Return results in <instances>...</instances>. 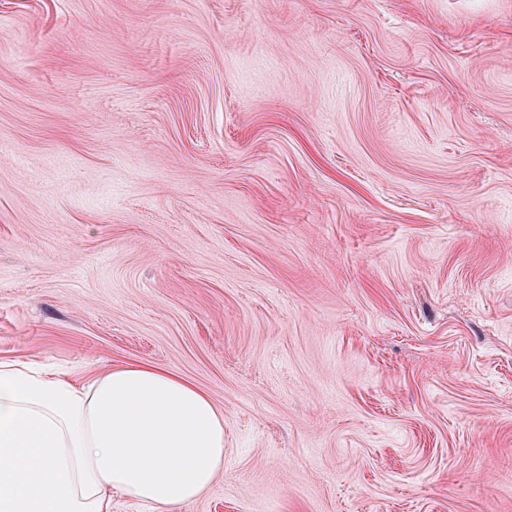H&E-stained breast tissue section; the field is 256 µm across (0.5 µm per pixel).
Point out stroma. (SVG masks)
I'll return each mask as SVG.
<instances>
[{
    "instance_id": "1",
    "label": "stroma",
    "mask_w": 512,
    "mask_h": 512,
    "mask_svg": "<svg viewBox=\"0 0 512 512\" xmlns=\"http://www.w3.org/2000/svg\"><path fill=\"white\" fill-rule=\"evenodd\" d=\"M224 412L176 512H512V0H0V359Z\"/></svg>"
}]
</instances>
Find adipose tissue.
<instances>
[{
    "label": "adipose tissue",
    "instance_id": "1",
    "mask_svg": "<svg viewBox=\"0 0 512 512\" xmlns=\"http://www.w3.org/2000/svg\"><path fill=\"white\" fill-rule=\"evenodd\" d=\"M223 472L224 413L181 375L129 362L79 384L0 360V512H173Z\"/></svg>",
    "mask_w": 512,
    "mask_h": 512
}]
</instances>
